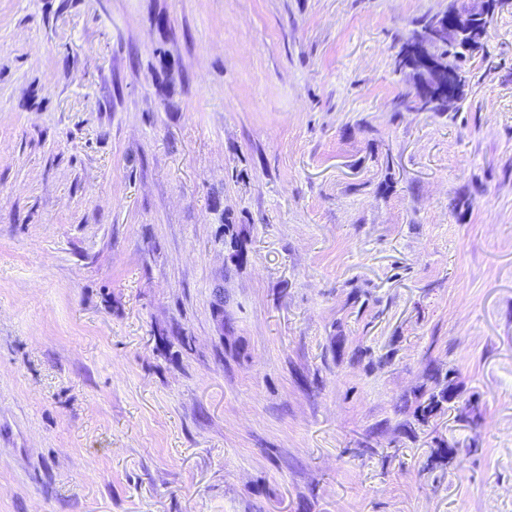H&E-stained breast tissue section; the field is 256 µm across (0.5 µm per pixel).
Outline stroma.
Here are the masks:
<instances>
[{"instance_id": "stroma-1", "label": "stroma", "mask_w": 512, "mask_h": 512, "mask_svg": "<svg viewBox=\"0 0 512 512\" xmlns=\"http://www.w3.org/2000/svg\"><path fill=\"white\" fill-rule=\"evenodd\" d=\"M450 2L0 0V512H512V6L460 111L396 64Z\"/></svg>"}]
</instances>
